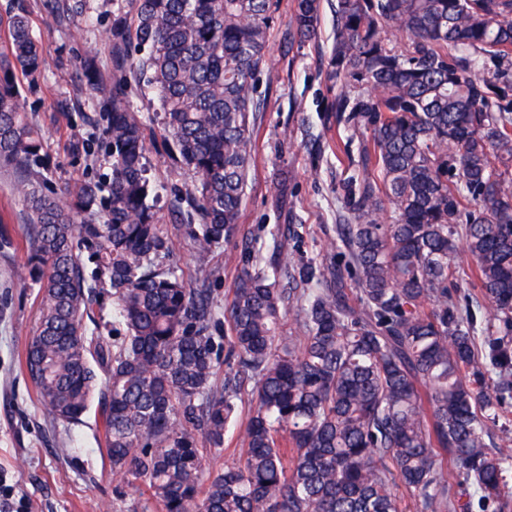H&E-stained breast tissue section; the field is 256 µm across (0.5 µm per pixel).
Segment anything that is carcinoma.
I'll use <instances>...</instances> for the list:
<instances>
[{
	"instance_id": "cac0c4a2",
	"label": "carcinoma",
	"mask_w": 512,
	"mask_h": 512,
	"mask_svg": "<svg viewBox=\"0 0 512 512\" xmlns=\"http://www.w3.org/2000/svg\"><path fill=\"white\" fill-rule=\"evenodd\" d=\"M112 8V76L84 65L90 93L111 101V174L66 186L63 201L35 174L44 140L18 83L47 62L23 7L0 47V163L19 176L24 279L42 293L24 368L50 418L76 424L97 401L112 472L141 512H406L397 485L418 512H500L512 460L489 451V430L512 401V0L332 4L334 111L362 137L339 244L284 266L245 244L228 339L213 335L211 290L186 284L174 246L204 255L239 223L276 0ZM320 21L321 0H296L301 40ZM132 81L197 177L176 200L187 223L170 230L150 203ZM271 194L282 211L287 179ZM102 282L110 339L85 323ZM248 379L242 451L207 474Z\"/></svg>"
}]
</instances>
